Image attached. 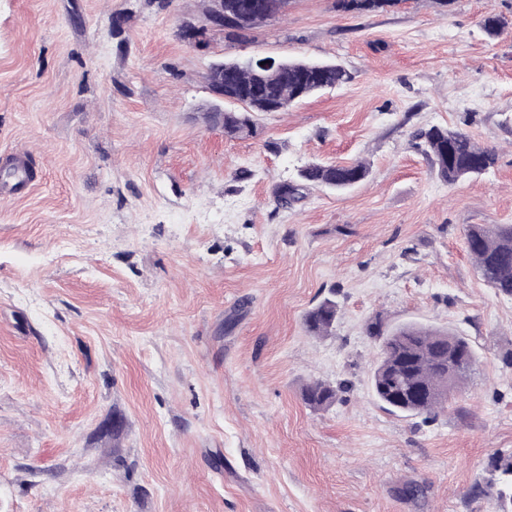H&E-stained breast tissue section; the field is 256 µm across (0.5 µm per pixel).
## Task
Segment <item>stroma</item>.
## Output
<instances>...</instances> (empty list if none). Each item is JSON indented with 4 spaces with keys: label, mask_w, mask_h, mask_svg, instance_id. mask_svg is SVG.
Returning <instances> with one entry per match:
<instances>
[{
    "label": "stroma",
    "mask_w": 512,
    "mask_h": 512,
    "mask_svg": "<svg viewBox=\"0 0 512 512\" xmlns=\"http://www.w3.org/2000/svg\"><path fill=\"white\" fill-rule=\"evenodd\" d=\"M189 19L200 0H0V172L19 154L30 176L15 195L0 176V512H487L489 458L512 454V299L464 230L512 224V0H289L204 52ZM249 56L353 79L230 138L207 73ZM430 125L495 147L494 169L441 181L411 146ZM356 160L360 185L276 203L306 163ZM327 297L333 333L308 335ZM377 315L471 339L436 420L375 399ZM317 380L340 389L323 410L301 395Z\"/></svg>",
    "instance_id": "obj_1"
}]
</instances>
